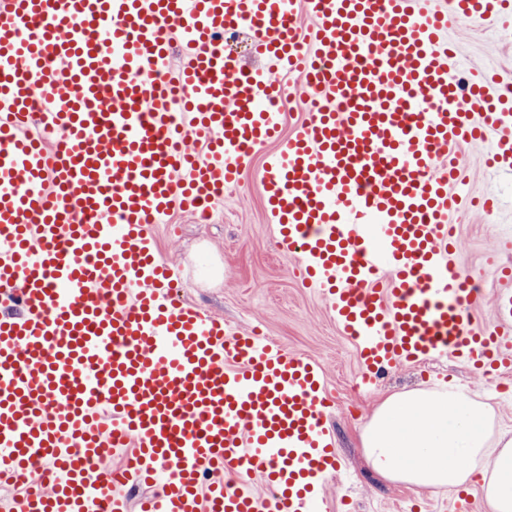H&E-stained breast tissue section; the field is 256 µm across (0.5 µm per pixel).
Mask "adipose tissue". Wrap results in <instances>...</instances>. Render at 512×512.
<instances>
[{
  "instance_id": "1",
  "label": "adipose tissue",
  "mask_w": 512,
  "mask_h": 512,
  "mask_svg": "<svg viewBox=\"0 0 512 512\" xmlns=\"http://www.w3.org/2000/svg\"><path fill=\"white\" fill-rule=\"evenodd\" d=\"M384 481L423 491L479 487L492 512H512V435L494 411L455 385L387 397L360 434Z\"/></svg>"
}]
</instances>
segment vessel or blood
<instances>
[{
  "mask_svg": "<svg viewBox=\"0 0 512 512\" xmlns=\"http://www.w3.org/2000/svg\"><path fill=\"white\" fill-rule=\"evenodd\" d=\"M506 20L512 0H0V484L39 474L8 512H322V367L173 299L153 234L210 212L272 141L276 245L363 383L511 367L512 292L483 327L453 219L497 206L457 193V150L488 139L511 165L512 99L454 80L448 38ZM241 30L258 67L224 46ZM281 73L307 104L287 136Z\"/></svg>",
  "mask_w": 512,
  "mask_h": 512,
  "instance_id": "obj_1",
  "label": "vessel or blood"
}]
</instances>
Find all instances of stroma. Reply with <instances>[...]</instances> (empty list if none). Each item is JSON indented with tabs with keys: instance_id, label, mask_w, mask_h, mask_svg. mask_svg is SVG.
<instances>
[{
	"instance_id": "obj_1",
	"label": "stroma",
	"mask_w": 512,
	"mask_h": 512,
	"mask_svg": "<svg viewBox=\"0 0 512 512\" xmlns=\"http://www.w3.org/2000/svg\"><path fill=\"white\" fill-rule=\"evenodd\" d=\"M452 38L466 63L456 74L459 81L490 69L501 83L512 84V26L463 22ZM488 150V145L478 144L459 152L467 191L495 196L498 206L488 215L467 212L455 217V267L487 288L476 314L494 325V292L500 287L495 249L512 239V168H487ZM266 155V149L256 151L241 186L225 190L210 220L176 212L169 223L156 225L160 258L182 271L174 299L222 317L230 326L260 328L276 344L320 364L334 401L329 425L342 473L325 485L327 512H455L456 492H418L379 478L363 459L360 431L387 396L448 381L491 404L496 429L511 431L512 389L500 388L498 379L454 358L400 366L377 385H361L352 342L338 330L323 298L299 286L295 257L276 246L260 192Z\"/></svg>"
}]
</instances>
